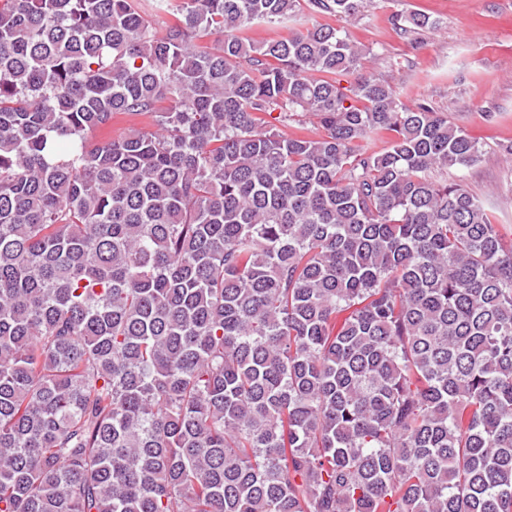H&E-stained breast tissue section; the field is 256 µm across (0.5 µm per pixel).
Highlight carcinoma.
Segmentation results:
<instances>
[{"label":"carcinoma","mask_w":512,"mask_h":512,"mask_svg":"<svg viewBox=\"0 0 512 512\" xmlns=\"http://www.w3.org/2000/svg\"><path fill=\"white\" fill-rule=\"evenodd\" d=\"M371 4L0 0V512H512V232Z\"/></svg>","instance_id":"cac0c4a2"}]
</instances>
